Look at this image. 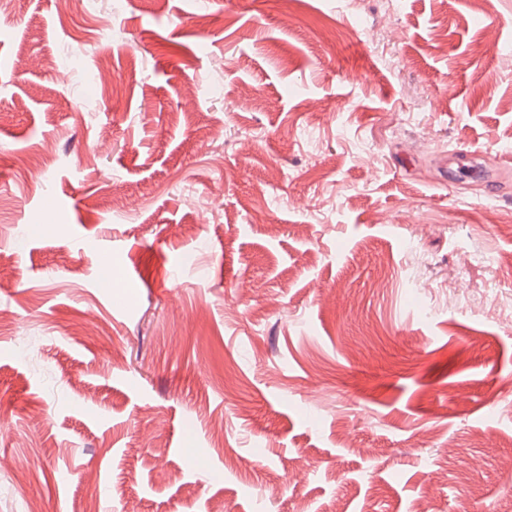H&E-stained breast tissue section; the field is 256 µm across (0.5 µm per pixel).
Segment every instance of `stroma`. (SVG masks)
<instances>
[{
    "mask_svg": "<svg viewBox=\"0 0 512 512\" xmlns=\"http://www.w3.org/2000/svg\"><path fill=\"white\" fill-rule=\"evenodd\" d=\"M291 12L0 0V512H512V0Z\"/></svg>",
    "mask_w": 512,
    "mask_h": 512,
    "instance_id": "1",
    "label": "stroma"
}]
</instances>
